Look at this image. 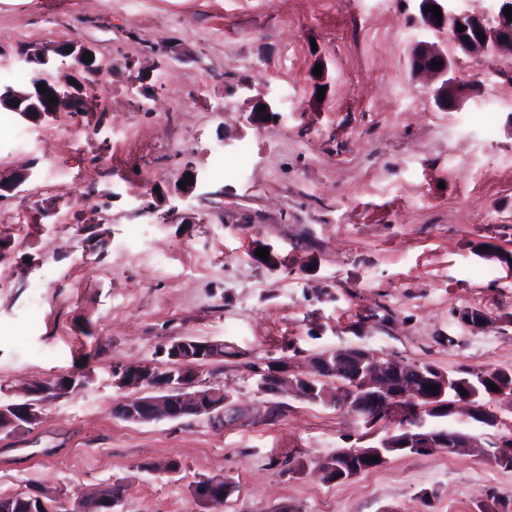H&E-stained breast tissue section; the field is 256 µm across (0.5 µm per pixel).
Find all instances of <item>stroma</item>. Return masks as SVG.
Instances as JSON below:
<instances>
[{
  "mask_svg": "<svg viewBox=\"0 0 512 512\" xmlns=\"http://www.w3.org/2000/svg\"><path fill=\"white\" fill-rule=\"evenodd\" d=\"M417 15L416 0H0L1 49L79 41L101 66L79 114L0 107V173H30L0 198V403L87 378L0 434V495L119 481L125 512H202L190 488L221 473V512L512 503V469L476 451L324 481L317 459L378 433L255 373L352 347L512 368V58L460 56L475 91L440 110L409 69ZM271 90L278 118L250 123ZM471 307L490 324L461 323ZM181 337L223 341L198 376L231 409L119 419L134 393L119 370L173 369Z\"/></svg>",
  "mask_w": 512,
  "mask_h": 512,
  "instance_id": "1",
  "label": "stroma"
}]
</instances>
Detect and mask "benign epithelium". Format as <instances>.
<instances>
[{"mask_svg": "<svg viewBox=\"0 0 512 512\" xmlns=\"http://www.w3.org/2000/svg\"><path fill=\"white\" fill-rule=\"evenodd\" d=\"M417 26L422 36L415 38L409 52V66L414 76L429 75L439 81L432 89L436 105L443 110L456 109L463 99L474 92L472 84L461 81L454 72L455 58L436 43L429 41V36L444 31L448 24L460 23L464 31L457 33L455 48L463 55L485 56L494 49L508 55L512 53V20L504 14L506 7H512V0H498L493 16L459 13L452 7L451 0H417ZM436 5L442 11V19H437L428 6ZM484 37H478V33ZM71 51H66V48ZM72 55L81 59L93 49L83 43L73 41L44 46L31 44L22 53L5 57L0 52V65L18 63L41 69V64L48 61L50 53ZM440 61L442 66L433 68L432 62ZM57 103L52 105L54 112H74L78 108L72 87L62 88L56 93ZM189 339L183 337L170 343V360L176 363L180 377L158 388V393L135 395L120 401L115 409L122 420L144 424L158 420H174L187 416L217 414L224 416V411L231 404V397L224 390L205 385L198 380L195 365L199 362L220 361L224 359V342L210 341L200 348L195 356L184 355L188 349ZM324 374L334 380L336 387L324 388V402L338 407H354L374 416H384L397 422H406L421 413L423 403L432 402L439 412L452 413L459 403L471 404L472 398L448 393V376L442 371L426 374L418 369H411L395 359L362 348L341 349L334 358L318 356L311 361L310 370L300 372L293 368L292 362L282 359L273 369L263 372L261 387L269 393L283 390L301 397L311 398L308 388L311 375ZM154 371L148 367L121 372V384L126 387L146 383L152 380ZM437 385L433 391L430 386ZM38 403L31 406L7 408L0 406V434L15 433L27 429L38 420ZM442 433L425 432L416 435L407 434L396 445V450L425 452L436 447ZM490 460L507 465L512 462V449L497 443L489 445L487 450ZM386 458L382 446L370 448H348L343 457L331 463L323 458L318 462V469L328 482H340L349 479L355 472L354 464L367 457ZM221 476L205 477L191 487L193 497L201 504L221 503L229 494ZM125 486L120 482L101 485L84 492L76 500L58 505L45 501V496L36 494L32 499L43 506L47 512L62 508L63 512H124L122 505L125 498Z\"/></svg>", "mask_w": 512, "mask_h": 512, "instance_id": "obj_1", "label": "benign epithelium"}]
</instances>
